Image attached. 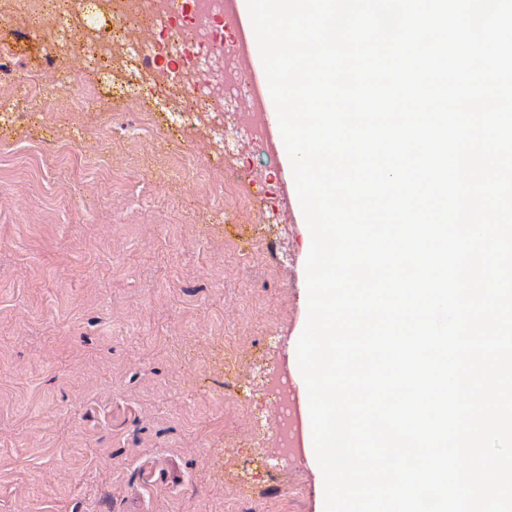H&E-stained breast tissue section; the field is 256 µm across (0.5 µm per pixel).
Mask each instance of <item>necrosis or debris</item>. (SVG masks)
I'll return each instance as SVG.
<instances>
[{
  "mask_svg": "<svg viewBox=\"0 0 512 512\" xmlns=\"http://www.w3.org/2000/svg\"><path fill=\"white\" fill-rule=\"evenodd\" d=\"M0 0V28L13 27L17 21H38L42 32L66 26L71 41L77 42L78 63L96 62L98 72L111 71L103 58L104 44L122 50L118 75L121 93L132 101L168 102L181 100L175 119L181 124L198 122L200 115L223 120L225 113L237 112L240 104H249L252 112L244 125H227L225 135L244 138L252 152L268 149L262 121L263 101L252 88L240 54L225 47L224 18L229 10L226 0ZM192 33L189 43L176 40V30ZM180 54V65L169 70L156 69L157 61ZM27 100L68 89L69 100L80 105L82 93L68 87L65 74L57 71L53 59H46L39 71L24 79ZM59 160L76 158L85 169L103 171L104 159L77 149L64 139L44 144L27 157L33 167H42L46 156ZM268 392L278 410L275 421L251 422L250 438L264 458L288 460L295 454L294 439L298 414L288 397V380L271 377Z\"/></svg>",
  "mask_w": 512,
  "mask_h": 512,
  "instance_id": "obj_1",
  "label": "necrosis or debris"
}]
</instances>
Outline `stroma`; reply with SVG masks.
Here are the masks:
<instances>
[{"mask_svg": "<svg viewBox=\"0 0 512 512\" xmlns=\"http://www.w3.org/2000/svg\"><path fill=\"white\" fill-rule=\"evenodd\" d=\"M13 73L43 59L16 39ZM140 107L49 96L0 125V512H317L307 456L260 464L246 415L295 376L310 232L282 153L240 152L261 224L218 218L207 182L141 129ZM63 137L108 171L21 160ZM246 394V407L237 397Z\"/></svg>", "mask_w": 512, "mask_h": 512, "instance_id": "35a3bbf8", "label": "stroma"}]
</instances>
